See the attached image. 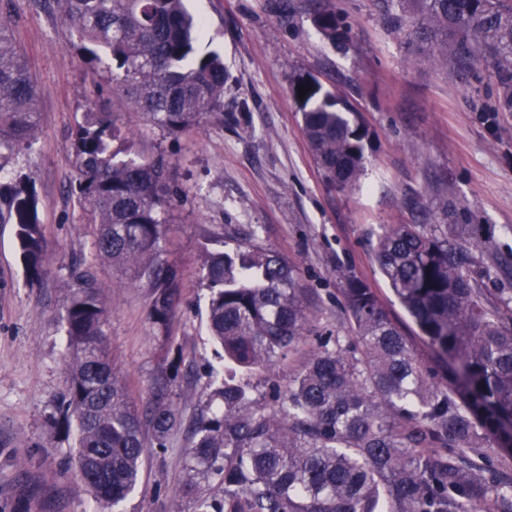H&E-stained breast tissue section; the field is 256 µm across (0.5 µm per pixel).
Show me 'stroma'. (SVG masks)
<instances>
[{
  "instance_id": "obj_1",
  "label": "stroma",
  "mask_w": 512,
  "mask_h": 512,
  "mask_svg": "<svg viewBox=\"0 0 512 512\" xmlns=\"http://www.w3.org/2000/svg\"><path fill=\"white\" fill-rule=\"evenodd\" d=\"M272 2L186 0L203 22L202 50L223 56L230 75L223 120L178 134L127 122L140 153L167 160L174 194L160 249L178 269L180 289L162 327L151 318L147 283L122 286L117 270L95 263L93 217L74 190L72 134L85 112L111 100L112 83L73 52L53 0H0L29 61L40 112L33 147L1 165L34 185L47 244L42 277L29 279L14 226L0 224V512L92 507L74 437L51 422L68 386L62 284L74 260L93 264L106 288L108 349L138 404L167 350L180 349L175 400L186 422L204 410L211 374L224 369L204 325V252H231L253 237L287 256L313 328L343 336L350 328L340 290L344 275H355L426 361V340L373 254L386 226L473 225L474 240L492 243L474 251V271H491L487 287L512 289V112L493 111V91L478 89L474 78L408 62L405 35L380 0H287L284 16ZM320 8L336 16L337 43L315 25ZM301 76L347 99L367 132L356 193L328 184L315 164L290 91ZM189 446L181 428L165 447L148 445L140 483L117 512H195L183 492Z\"/></svg>"
}]
</instances>
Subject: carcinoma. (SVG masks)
Here are the masks:
<instances>
[{"instance_id":"carcinoma-1","label":"carcinoma","mask_w":512,"mask_h":512,"mask_svg":"<svg viewBox=\"0 0 512 512\" xmlns=\"http://www.w3.org/2000/svg\"><path fill=\"white\" fill-rule=\"evenodd\" d=\"M72 47L115 86L112 110L87 112L71 142L75 190L98 225L95 258L129 284L147 281L151 315L166 325L179 291L161 259L170 205L167 161L132 151L118 116L147 117L170 133L220 119L229 74L214 52L199 53L201 22L183 0H55ZM410 29L412 55L467 77L484 64L497 89L493 111L512 112V0H384ZM331 43L336 18L318 13ZM310 87L305 97L298 88ZM302 131L323 178L361 187L366 133L354 108L314 77L291 85ZM40 123L26 59L0 14V161L33 146ZM0 223L33 279L46 241L34 187L0 180ZM472 227L392 224L373 244L382 274L425 337L433 360L355 276L345 278L351 336L311 335L297 267L256 241L208 252L207 328L224 352V376L210 381L207 412L189 426L187 495L198 512H512V295L472 276ZM65 336L73 350L58 426L74 430L77 467L95 500L118 506L140 482L144 426L163 448L181 420L179 362L157 372L144 408L120 379L106 342V302L93 266L65 283ZM304 353L276 409L251 396L249 376L285 351ZM222 486L200 496L202 482Z\"/></svg>"}]
</instances>
